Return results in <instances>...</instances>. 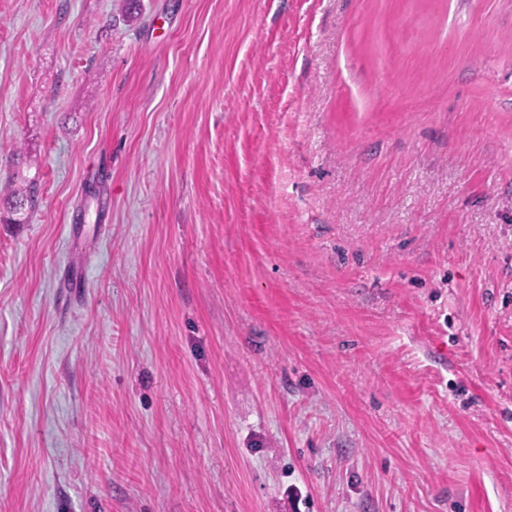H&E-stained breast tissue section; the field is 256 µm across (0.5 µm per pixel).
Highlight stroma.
Instances as JSON below:
<instances>
[{"instance_id": "1", "label": "stroma", "mask_w": 512, "mask_h": 512, "mask_svg": "<svg viewBox=\"0 0 512 512\" xmlns=\"http://www.w3.org/2000/svg\"><path fill=\"white\" fill-rule=\"evenodd\" d=\"M0 512H512V0H0Z\"/></svg>"}]
</instances>
